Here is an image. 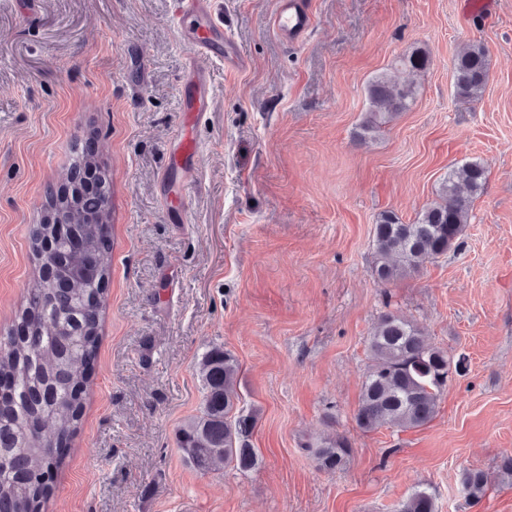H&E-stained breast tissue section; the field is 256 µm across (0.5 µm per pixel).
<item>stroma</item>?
<instances>
[{"label":"stroma","mask_w":512,"mask_h":512,"mask_svg":"<svg viewBox=\"0 0 512 512\" xmlns=\"http://www.w3.org/2000/svg\"><path fill=\"white\" fill-rule=\"evenodd\" d=\"M0 0V332L38 269L29 249L46 193L89 150L110 185L111 268L81 426L47 484L43 512H393L429 489L438 512H512V0H312L304 42L271 29L275 0H217L251 65L209 63L212 107L198 127L185 221L155 191L183 128L188 49L173 0H40L30 19ZM468 42L490 60L474 102L455 95ZM399 72L416 98L359 137L367 84ZM488 168L459 248L419 274L374 276L373 229L432 203L456 163ZM417 323L463 357L438 412L416 429L365 432L354 415L380 314ZM240 365L258 414L247 472L194 471L178 431L202 403L212 346ZM338 435L351 454L320 470L310 445ZM482 471L470 504L462 476ZM486 492V478L482 471H468L461 480L460 493L469 501H479Z\"/></svg>","instance_id":"1"}]
</instances>
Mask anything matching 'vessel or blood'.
I'll return each mask as SVG.
<instances>
[{
    "instance_id": "b4317fda",
    "label": "vessel or blood",
    "mask_w": 512,
    "mask_h": 512,
    "mask_svg": "<svg viewBox=\"0 0 512 512\" xmlns=\"http://www.w3.org/2000/svg\"><path fill=\"white\" fill-rule=\"evenodd\" d=\"M179 32L189 47L180 80L182 112L186 124H199L209 112L212 96L208 63L223 60L227 71L246 70L250 62L225 35L224 24L214 10V0H175ZM311 0H276L271 19L276 36L290 45L302 43L313 26ZM197 143L190 136H177L171 143L168 162L160 172L159 191L168 197L173 188H186L197 175Z\"/></svg>"
}]
</instances>
